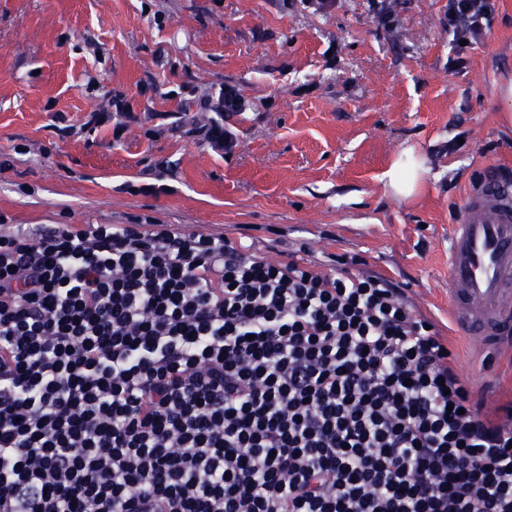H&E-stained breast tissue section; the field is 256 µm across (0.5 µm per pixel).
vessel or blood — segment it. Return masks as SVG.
<instances>
[{
    "instance_id": "vessel-or-blood-1",
    "label": "vessel or blood",
    "mask_w": 512,
    "mask_h": 512,
    "mask_svg": "<svg viewBox=\"0 0 512 512\" xmlns=\"http://www.w3.org/2000/svg\"><path fill=\"white\" fill-rule=\"evenodd\" d=\"M448 318L483 367L512 355V178L485 168L448 230Z\"/></svg>"
}]
</instances>
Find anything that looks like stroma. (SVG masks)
I'll return each instance as SVG.
<instances>
[{"mask_svg": "<svg viewBox=\"0 0 512 512\" xmlns=\"http://www.w3.org/2000/svg\"><path fill=\"white\" fill-rule=\"evenodd\" d=\"M448 0H0V222L180 224L269 258H362L451 336L476 395L512 399V361L472 362L448 324V226L487 165L512 170L499 88L512 0L448 67ZM231 91L236 142L191 133ZM111 113L92 130L90 114ZM72 126L60 136L57 120ZM422 194L382 178L400 150Z\"/></svg>", "mask_w": 512, "mask_h": 512, "instance_id": "obj_1", "label": "stroma"}]
</instances>
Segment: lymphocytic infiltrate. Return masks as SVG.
Wrapping results in <instances>:
<instances>
[{
	"label": "lymphocytic infiltrate",
	"mask_w": 512,
	"mask_h": 512,
	"mask_svg": "<svg viewBox=\"0 0 512 512\" xmlns=\"http://www.w3.org/2000/svg\"><path fill=\"white\" fill-rule=\"evenodd\" d=\"M495 0H448V65ZM176 224H0V512H512L404 288Z\"/></svg>",
	"instance_id": "lymphocytic-infiltrate-1"
}]
</instances>
